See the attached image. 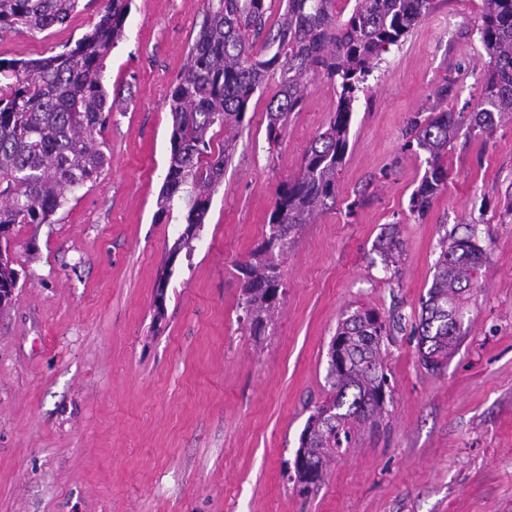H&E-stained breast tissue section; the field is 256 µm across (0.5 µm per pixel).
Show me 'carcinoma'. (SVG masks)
Instances as JSON below:
<instances>
[{"instance_id": "1", "label": "carcinoma", "mask_w": 512, "mask_h": 512, "mask_svg": "<svg viewBox=\"0 0 512 512\" xmlns=\"http://www.w3.org/2000/svg\"><path fill=\"white\" fill-rule=\"evenodd\" d=\"M206 21L171 93V154L156 218L184 204L185 228L174 250L190 247L210 208L211 194L231 162L250 99L270 70L279 90L266 108L268 140L276 142L288 117L304 101V79L316 74L339 87L336 110L305 152L300 173L281 185L269 216L270 233L240 264V305L259 329L282 288L274 254L288 251L293 236L314 213L336 200V174L348 148L353 104L381 51L400 41L430 13L435 0H354L345 21L333 16V0H282V20L269 58L256 52L267 28L266 0H207ZM78 0H0V31L22 26L44 31L64 23ZM129 0H103L100 18L75 46L34 60L0 62V289L16 288L11 255L17 224H51L67 195L97 176L106 160V128L112 106L101 76L105 60L124 32ZM480 42L490 58L485 107L468 116L448 110L417 113L406 148L429 153V169L413 193L412 211L423 215L448 182L445 155L460 125L489 133L495 117L512 114V0H482ZM224 132L211 148L214 127ZM486 260L474 234L450 236L418 325L421 360L436 368L462 336L465 294ZM384 325L377 313L358 310L331 341L327 397L310 415L298 453L297 481L318 486L328 453L352 441V429L383 407L388 380L381 355Z\"/></svg>"}]
</instances>
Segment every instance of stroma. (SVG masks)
<instances>
[{
  "mask_svg": "<svg viewBox=\"0 0 512 512\" xmlns=\"http://www.w3.org/2000/svg\"><path fill=\"white\" fill-rule=\"evenodd\" d=\"M206 7L131 0L102 80L121 96L104 166L52 223L14 227L20 281L0 310V512H512V119L488 135L459 127L448 182L422 217L411 197L428 154L404 147L416 113L479 109L481 0H435L381 52L354 104L336 201L279 257L277 309L257 332L238 267L263 243L276 192L325 130L336 90L309 78L274 144L269 72L204 224L172 254L183 213L156 216L170 95ZM100 9L80 0L64 24L0 33V59L55 54ZM467 224L487 261L460 343L432 370L419 353L422 302L443 238ZM359 309L385 326L391 393L378 430L356 429L303 493L300 435L326 398L338 324Z\"/></svg>",
  "mask_w": 512,
  "mask_h": 512,
  "instance_id": "35a3bbf8",
  "label": "stroma"
}]
</instances>
